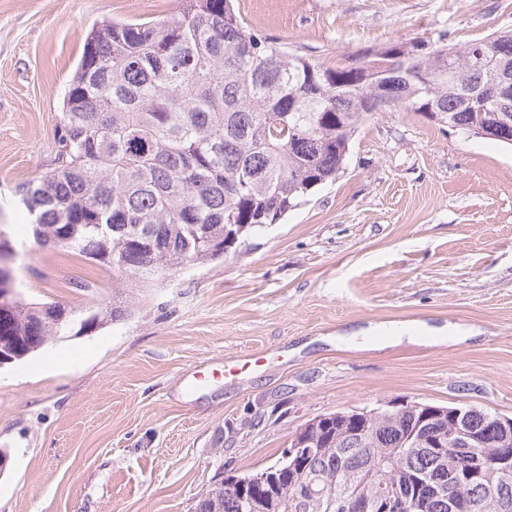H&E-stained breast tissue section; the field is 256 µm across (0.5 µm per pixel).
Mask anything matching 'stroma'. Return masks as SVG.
I'll return each instance as SVG.
<instances>
[{"instance_id":"obj_1","label":"stroma","mask_w":512,"mask_h":512,"mask_svg":"<svg viewBox=\"0 0 512 512\" xmlns=\"http://www.w3.org/2000/svg\"><path fill=\"white\" fill-rule=\"evenodd\" d=\"M257 33L346 65L409 39L512 31V0H235ZM180 0H0V224L25 299L82 310L112 274L28 243L19 185L54 164L91 27ZM98 285V297L80 283ZM134 298L123 321L0 369V512H193L227 471L275 462L308 420L392 402L512 417V147L377 112L344 171L224 259ZM404 328L415 342L378 338ZM235 361L227 381L218 370ZM205 383H196L198 375Z\"/></svg>"}]
</instances>
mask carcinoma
I'll return each instance as SVG.
<instances>
[{
	"mask_svg": "<svg viewBox=\"0 0 512 512\" xmlns=\"http://www.w3.org/2000/svg\"><path fill=\"white\" fill-rule=\"evenodd\" d=\"M512 65V32L466 44L390 43L360 63L324 66L252 30L233 0H181L162 21H102L92 27L64 95L54 167L18 189L33 244L65 247L112 271V282L149 287L186 265L224 257L282 220L315 187L336 180L359 125L375 112L411 109L473 135L512 145L501 113L470 98L494 81L483 62ZM233 225L236 238L224 236ZM41 304L19 298L0 314V347L22 361L74 328L125 320L128 302L89 306L49 324ZM486 444L469 452L479 476L459 491L471 512H512V476L497 465L498 415L466 408ZM317 436L308 459L278 458L261 474L288 470L278 489L240 488L228 474L200 494L194 512H343L344 497L381 485L418 486L419 512H448V460L426 440L448 419L422 424L412 404L368 425ZM416 439L406 442L404 437ZM312 485L302 509L293 488Z\"/></svg>",
	"mask_w": 512,
	"mask_h": 512,
	"instance_id": "obj_1",
	"label": "carcinoma"
}]
</instances>
